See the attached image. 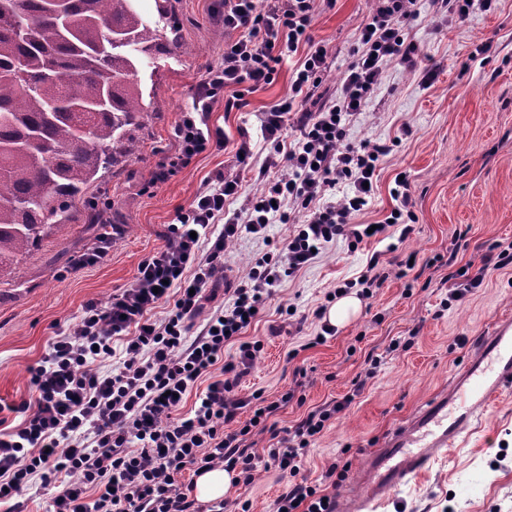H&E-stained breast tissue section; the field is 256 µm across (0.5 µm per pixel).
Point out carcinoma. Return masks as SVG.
Returning a JSON list of instances; mask_svg holds the SVG:
<instances>
[{
  "label": "carcinoma",
  "mask_w": 512,
  "mask_h": 512,
  "mask_svg": "<svg viewBox=\"0 0 512 512\" xmlns=\"http://www.w3.org/2000/svg\"><path fill=\"white\" fill-rule=\"evenodd\" d=\"M158 32L137 0H0V279L72 221L82 185L136 157Z\"/></svg>",
  "instance_id": "cac0c4a2"
}]
</instances>
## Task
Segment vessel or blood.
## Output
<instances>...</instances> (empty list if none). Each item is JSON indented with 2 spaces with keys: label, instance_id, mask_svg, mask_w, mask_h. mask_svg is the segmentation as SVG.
<instances>
[{
  "label": "vessel or blood",
  "instance_id": "obj_1",
  "mask_svg": "<svg viewBox=\"0 0 512 512\" xmlns=\"http://www.w3.org/2000/svg\"><path fill=\"white\" fill-rule=\"evenodd\" d=\"M512 393V320L496 322L475 342L473 353L447 389L395 428L381 447L364 454L349 476L350 494L337 497L334 512H366L397 486L426 471L458 445L474 426L479 411Z\"/></svg>",
  "mask_w": 512,
  "mask_h": 512
}]
</instances>
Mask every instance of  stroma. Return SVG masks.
I'll list each match as a JSON object with an SVG mask.
<instances>
[{"mask_svg":"<svg viewBox=\"0 0 512 512\" xmlns=\"http://www.w3.org/2000/svg\"><path fill=\"white\" fill-rule=\"evenodd\" d=\"M216 5V0H176L182 46L158 52L155 74L141 78L151 107L139 158L86 184L74 221L52 228L19 255L15 280L0 284V405L6 407L0 430L20 421L8 405L33 400L30 370L48 342L79 320L88 301H106L132 281L141 261L165 247L167 224L188 207L207 177L220 170L237 173L240 142L249 140L253 164L267 155L260 114L287 97L291 59L280 65L272 83L246 94L241 109L228 112L216 101L212 123L223 129L225 148L203 152L166 182L153 181L158 162L176 148L174 129L192 107L198 82L224 55L225 39L213 17ZM371 7V0L317 6L311 34L327 44L330 65L321 102L334 101ZM409 34L423 51L424 65L436 70L433 84L389 65L365 112L351 123L348 139L391 146L379 164L369 206L356 223L383 221L394 206L395 178L406 174L417 222L395 256L402 260L416 253L415 268L400 277L395 266L382 264L388 277L363 300L359 316L316 342L321 322L315 310L337 283L359 276L367 258L386 248L375 239L355 248L336 239L284 278L242 335L261 341L263 351L238 393L258 391L266 401L279 402L274 415L279 427L352 396L351 405L311 443L300 470L308 484L333 497L341 490L327 479L329 466L358 463L365 451L379 447L388 432L447 388L478 336L498 318L512 316V265L484 267L482 285L461 302L448 303L442 282L451 270L482 267L492 243L512 242V0H494L491 10L463 20L435 13L431 0H423ZM485 42L489 51L476 57L477 45ZM95 212L114 225L109 253L73 270L72 256L98 238L85 222ZM305 218L300 212L294 223L274 224L266 235H244L230 243L224 254L229 277L245 276ZM371 357L381 365L368 379L364 373ZM291 390L304 397V404L282 402ZM288 481V475L261 468L252 484L232 487L226 499L250 501L251 512H276ZM373 512H512V396L481 411L477 428L459 447L437 458L419 479L394 488Z\"/></svg>","mask_w":512,"mask_h":512,"instance_id":"35a3bbf8","label":"stroma"}]
</instances>
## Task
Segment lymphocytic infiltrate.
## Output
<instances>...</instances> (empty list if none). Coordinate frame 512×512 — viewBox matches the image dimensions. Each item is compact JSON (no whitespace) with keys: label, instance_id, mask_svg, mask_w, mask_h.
<instances>
[{"label":"lymphocytic infiltrate","instance_id":"lymphocytic-infiltrate-1","mask_svg":"<svg viewBox=\"0 0 512 512\" xmlns=\"http://www.w3.org/2000/svg\"><path fill=\"white\" fill-rule=\"evenodd\" d=\"M336 0H222L217 14L233 40L222 62L197 84L193 106L175 128L178 149L158 164L162 183L210 145H224V133L211 123L213 104L225 111L245 106V93L269 84L287 57L306 48L286 98L263 112L264 140L273 146L260 167L250 166L249 143L235 152L240 172L208 180L188 208L167 227V246L143 260L132 282L105 302H88L80 319L53 340L31 370L34 402L15 406L20 422L0 431V507L24 512L25 492L49 496V512H224V502L199 503L185 484V472L201 474L221 467L251 484L257 466L293 476L294 484L277 500V512H333L317 486L298 481L301 461L327 422L346 402L308 412L294 427L270 424L277 403L261 393L239 397L240 379L263 350L242 334L257 318L282 280L304 268L316 250L337 239L358 245L369 232L383 234L388 223L414 231L410 183L396 180L388 221L375 229L355 223L371 199L369 187L385 143L347 142V128L381 85L389 64L421 73L431 84L434 71L421 69L422 51L407 30L416 0H373L360 31V46L330 105L309 109L329 67L328 50L310 34L317 4ZM299 131L284 142L288 121ZM259 184L245 191L246 181ZM243 199L239 211L226 205ZM306 210L278 253L255 260L245 278L229 289L222 307L203 313L207 291L224 270V250L239 235L260 234L290 222V208ZM171 304L167 317L152 313ZM204 315L196 336L188 321ZM123 340L119 366L108 363L113 337ZM234 355H225L226 346ZM220 379H213V371ZM209 384L201 394L200 379ZM252 415L238 417L244 408ZM269 434L272 443L256 455L248 438Z\"/></svg>","mask_w":512,"mask_h":512}]
</instances>
